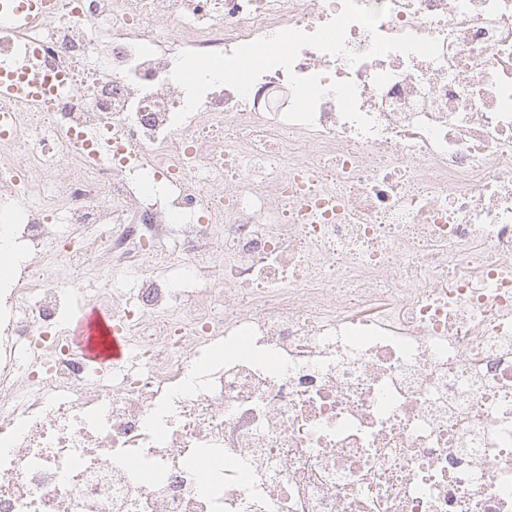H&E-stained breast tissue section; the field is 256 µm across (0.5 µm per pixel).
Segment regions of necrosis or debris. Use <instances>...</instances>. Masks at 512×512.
<instances>
[{
  "mask_svg": "<svg viewBox=\"0 0 512 512\" xmlns=\"http://www.w3.org/2000/svg\"><path fill=\"white\" fill-rule=\"evenodd\" d=\"M359 2L439 60L353 24L359 63L305 48L178 125L181 51L343 0H50L0 39L68 82L0 130V512H512V0ZM292 73L373 131L330 94L287 122ZM92 274L110 374L63 326Z\"/></svg>",
  "mask_w": 512,
  "mask_h": 512,
  "instance_id": "1",
  "label": "necrosis or debris"
}]
</instances>
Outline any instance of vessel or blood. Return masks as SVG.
<instances>
[{"label":"vessel or blood","mask_w":512,"mask_h":512,"mask_svg":"<svg viewBox=\"0 0 512 512\" xmlns=\"http://www.w3.org/2000/svg\"><path fill=\"white\" fill-rule=\"evenodd\" d=\"M49 82V77L30 72L25 67L15 71L0 69V99L40 97ZM69 334L93 370L119 368L126 358L127 341L122 326L100 308L81 309Z\"/></svg>","instance_id":"1"}]
</instances>
